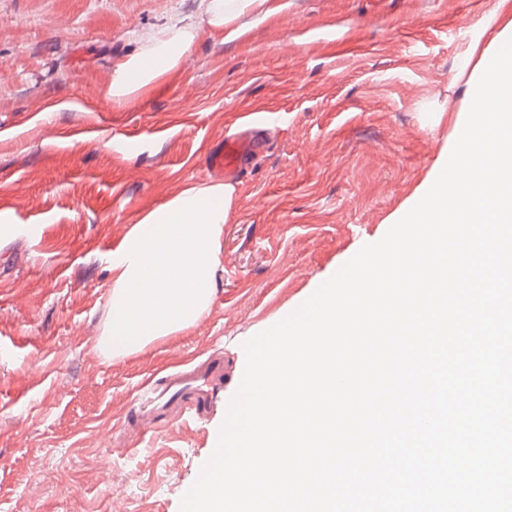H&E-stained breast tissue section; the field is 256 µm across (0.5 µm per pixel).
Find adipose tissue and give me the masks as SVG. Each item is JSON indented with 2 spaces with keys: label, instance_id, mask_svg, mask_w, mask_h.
<instances>
[{
  "label": "adipose tissue",
  "instance_id": "1",
  "mask_svg": "<svg viewBox=\"0 0 512 512\" xmlns=\"http://www.w3.org/2000/svg\"><path fill=\"white\" fill-rule=\"evenodd\" d=\"M277 11L274 0H205L198 22L153 32L116 66L107 99L122 110L162 91L200 31L237 38L249 18ZM234 206L232 185L198 181L139 216L112 260L108 309L95 346L100 356L139 354L204 318L216 292L224 226Z\"/></svg>",
  "mask_w": 512,
  "mask_h": 512
}]
</instances>
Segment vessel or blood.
Instances as JSON below:
<instances>
[{
  "label": "vessel or blood",
  "instance_id": "b4317fda",
  "mask_svg": "<svg viewBox=\"0 0 512 512\" xmlns=\"http://www.w3.org/2000/svg\"><path fill=\"white\" fill-rule=\"evenodd\" d=\"M253 144L231 134L217 144L209 157L212 171L239 175L247 164ZM231 382L227 363L220 354H212L186 371L167 374L163 378L164 397L141 394L135 404L133 422L141 429H156L160 420H173L182 410H190L196 418H206L225 387Z\"/></svg>",
  "mask_w": 512,
  "mask_h": 512
}]
</instances>
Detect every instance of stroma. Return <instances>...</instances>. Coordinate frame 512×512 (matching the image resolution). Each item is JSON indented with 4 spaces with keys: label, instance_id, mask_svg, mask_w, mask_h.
I'll return each mask as SVG.
<instances>
[{
    "label": "stroma",
    "instance_id": "1",
    "mask_svg": "<svg viewBox=\"0 0 512 512\" xmlns=\"http://www.w3.org/2000/svg\"><path fill=\"white\" fill-rule=\"evenodd\" d=\"M228 42L201 34L159 94L114 110L116 62L202 0H0V512H181L245 369V343L379 241L448 157L461 54L494 0H282ZM278 113L273 123L266 113ZM261 144L233 178L217 292L193 329L99 356L112 256L229 128ZM221 350L204 422L135 435L138 390Z\"/></svg>",
    "mask_w": 512,
    "mask_h": 512
}]
</instances>
